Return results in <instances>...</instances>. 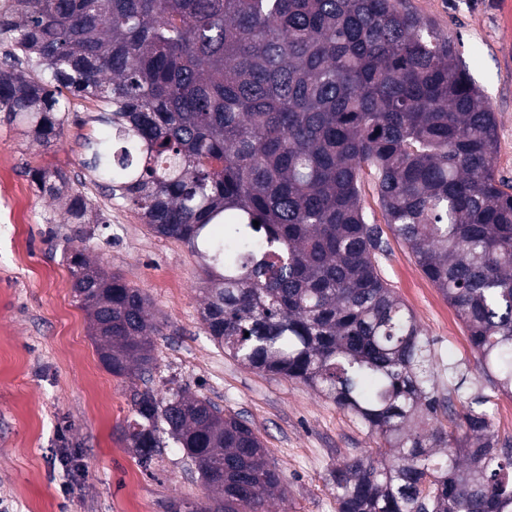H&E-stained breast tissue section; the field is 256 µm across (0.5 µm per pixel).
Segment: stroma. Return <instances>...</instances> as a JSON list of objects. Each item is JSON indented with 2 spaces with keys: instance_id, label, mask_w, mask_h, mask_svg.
<instances>
[{
  "instance_id": "obj_1",
  "label": "stroma",
  "mask_w": 512,
  "mask_h": 512,
  "mask_svg": "<svg viewBox=\"0 0 512 512\" xmlns=\"http://www.w3.org/2000/svg\"><path fill=\"white\" fill-rule=\"evenodd\" d=\"M408 10L452 34L471 77L498 121L495 173L512 182V0H405ZM61 138L41 145L0 121V512H168L170 504L206 502L209 491L183 452L167 446L143 469L125 435L132 416L129 380L100 363L88 315L73 296L64 258L74 225L59 200L39 192L29 172L58 169L99 216L85 245L109 273L142 288L166 326L155 337L158 393L182 386L245 418L285 478L267 512H336L331 471L367 456L381 441L350 412L303 383L253 371L207 336L201 321L203 272L186 246L152 232L134 208L111 198L106 179L84 164L86 141L108 154L122 144L98 121L97 102L68 97ZM382 276L431 341L439 397L451 409L489 397L499 438L512 421L499 417L512 395L483 377L468 332L409 248L385 231ZM464 376L461 391L449 371ZM79 471L63 498L61 449Z\"/></svg>"
}]
</instances>
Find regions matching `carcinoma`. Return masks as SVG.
Returning a JSON list of instances; mask_svg holds the SVG:
<instances>
[{
	"mask_svg": "<svg viewBox=\"0 0 512 512\" xmlns=\"http://www.w3.org/2000/svg\"><path fill=\"white\" fill-rule=\"evenodd\" d=\"M7 2L4 120L48 145L63 91L102 103L121 155L89 140L85 166L198 258L208 336L384 441L378 458L331 472L337 512H512V441L492 432L489 398L455 412L435 396L430 341L380 273L383 230L361 202L371 176L486 379L512 392V184L495 176L496 114L455 40L401 0ZM29 174L66 197L70 223H93L65 173ZM76 249L72 289L100 362L147 382L161 333L147 295ZM132 404L140 465L163 430L217 494L174 512H266L282 490L241 416L182 389L135 387Z\"/></svg>",
	"mask_w": 512,
	"mask_h": 512,
	"instance_id": "cac0c4a2",
	"label": "carcinoma"
}]
</instances>
